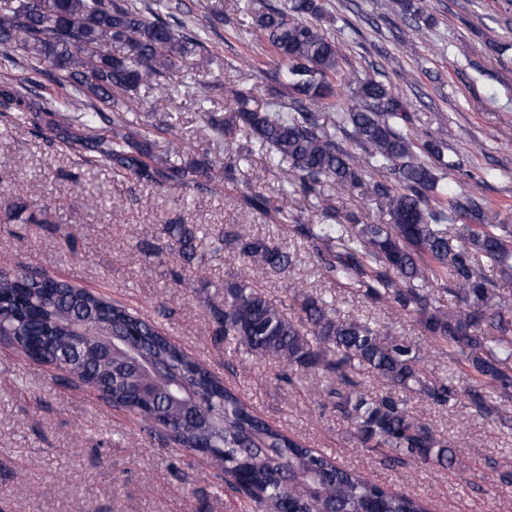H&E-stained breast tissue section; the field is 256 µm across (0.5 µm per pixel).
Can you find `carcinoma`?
Returning <instances> with one entry per match:
<instances>
[{"instance_id":"obj_1","label":"carcinoma","mask_w":512,"mask_h":512,"mask_svg":"<svg viewBox=\"0 0 512 512\" xmlns=\"http://www.w3.org/2000/svg\"><path fill=\"white\" fill-rule=\"evenodd\" d=\"M256 32L274 50V69L263 72L284 92L265 107L254 89L225 85L228 112L211 121L230 133L246 129L260 146L288 165L296 189L278 210L297 211L295 230L310 243L324 273L365 299L415 319L423 335L466 357L467 368L493 387L500 403L476 390L477 411L512 420V320L497 282H512V224L501 210L463 191L448 190L454 161L432 137L413 129L406 102L379 75L350 79L336 38L319 24L321 0H247ZM124 46L120 55L112 44ZM37 57L32 76H0V105L50 117L49 131L75 155L138 183L166 189L210 190L235 183L237 164L191 159L172 164L155 152L152 129L127 121L128 100L142 85L166 78L186 87L191 57L203 36L170 13L167 0H13L0 9V55L28 48ZM46 75L66 90L63 102L37 95ZM334 112L336 135L319 124L311 107ZM62 112L76 113L70 131ZM105 122L110 134L99 133ZM332 182L370 198L389 224H312L305 202ZM240 182V181H238ZM253 210L271 201L253 179L240 182ZM213 252L237 256L245 270L224 278V295L210 304L214 342L232 343L255 358H271L313 375L316 392L350 424L362 448L386 461L424 466H464L461 446L434 432L409 410L407 394L437 405L459 400L453 386L427 377L423 356L402 336L359 317L341 314L334 301L294 291L299 311L288 315L258 291L247 272L281 275L293 255L271 238L242 227L211 233ZM139 249L168 256L194 274L207 256L192 224H164L157 241ZM491 267L487 277L482 266ZM433 281L460 299L447 315L420 283ZM0 332L43 364L93 382L112 406L140 420L169 444L213 459L227 486L249 512H429L416 496L394 490L340 466L263 420L251 404L157 326L101 294L54 280L37 270H0ZM359 366L378 375L388 391L378 397L351 375Z\"/></svg>"}]
</instances>
